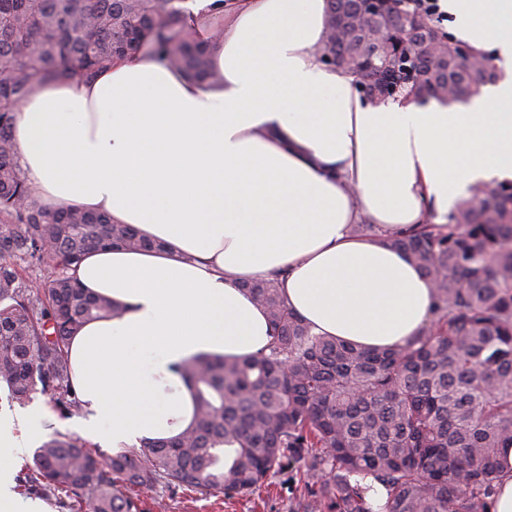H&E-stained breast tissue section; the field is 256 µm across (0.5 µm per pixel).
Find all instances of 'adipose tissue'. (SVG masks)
<instances>
[{
	"instance_id": "adipose-tissue-1",
	"label": "adipose tissue",
	"mask_w": 512,
	"mask_h": 512,
	"mask_svg": "<svg viewBox=\"0 0 512 512\" xmlns=\"http://www.w3.org/2000/svg\"><path fill=\"white\" fill-rule=\"evenodd\" d=\"M195 29L213 85L156 61H117L89 83L48 81L13 114L18 164L50 211L76 205L163 243L93 251L74 275L123 304L71 339L81 434L116 448L170 438L193 419L190 357L253 356L270 342L248 281L281 272L289 306L319 335L405 343L432 288L380 237L447 215L470 187L512 180V0H442L455 36L500 74L465 107L361 98L326 65L327 0H226L213 38ZM41 412L0 418V512H46L13 490Z\"/></svg>"
}]
</instances>
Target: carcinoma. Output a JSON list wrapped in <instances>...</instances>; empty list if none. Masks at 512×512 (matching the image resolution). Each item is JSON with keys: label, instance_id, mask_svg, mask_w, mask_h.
Returning a JSON list of instances; mask_svg holds the SVG:
<instances>
[{"label": "carcinoma", "instance_id": "obj_1", "mask_svg": "<svg viewBox=\"0 0 512 512\" xmlns=\"http://www.w3.org/2000/svg\"><path fill=\"white\" fill-rule=\"evenodd\" d=\"M191 0H0V384L24 401L39 391L62 414L81 402L68 341L125 306L69 275L94 249L152 247L131 224L79 207L50 212L17 164L13 112L49 80L90 82L125 58H150L198 81L216 80L190 26ZM408 38L397 62L371 57L383 20L366 18L340 52L373 101L387 88L417 102L463 103L499 77L489 56L463 59L456 40L401 9ZM427 39H415L417 22ZM431 214L388 238L429 278L433 317L403 345L368 350L312 332L289 306L282 279L249 292L271 327L248 357L200 355L181 367L193 421L170 439L112 456L51 437L28 464L27 490L73 512H141L158 488L251 495L293 459L330 473L306 512H486L512 447V181L475 188L436 223ZM384 488V506L368 492Z\"/></svg>", "mask_w": 512, "mask_h": 512}]
</instances>
